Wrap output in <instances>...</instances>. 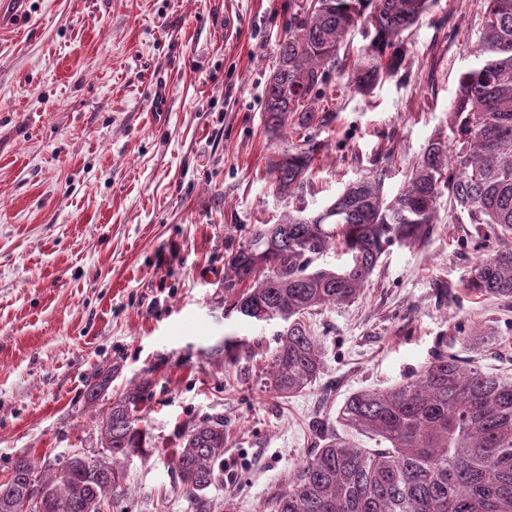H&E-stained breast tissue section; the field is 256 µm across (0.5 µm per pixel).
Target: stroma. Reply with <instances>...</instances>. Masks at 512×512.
Wrapping results in <instances>:
<instances>
[{"instance_id": "35a3bbf8", "label": "stroma", "mask_w": 512, "mask_h": 512, "mask_svg": "<svg viewBox=\"0 0 512 512\" xmlns=\"http://www.w3.org/2000/svg\"><path fill=\"white\" fill-rule=\"evenodd\" d=\"M296 0H27L0 17V481L12 459L97 453L87 380L107 398L147 378L153 451L127 464L135 503L193 512L172 454L192 420H224V512H274L316 446L313 424L351 393L385 388L440 351L512 374V306L469 292L501 240L439 201L420 244L384 254L362 294L313 327L323 369L270 393L276 324L224 302V254L286 203L268 189L265 81ZM484 0H436L406 60L368 95L332 81L309 211L369 170L394 196L447 127ZM259 343L225 360V341ZM112 379V368L99 370L91 380L87 381L84 400L91 407L99 405L105 397L108 385Z\"/></svg>"}]
</instances>
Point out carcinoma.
Masks as SVG:
<instances>
[{"label": "carcinoma", "instance_id": "obj_1", "mask_svg": "<svg viewBox=\"0 0 512 512\" xmlns=\"http://www.w3.org/2000/svg\"><path fill=\"white\" fill-rule=\"evenodd\" d=\"M432 2L300 0L288 19L263 100L269 138L298 135L288 149L273 150L267 165L269 191L288 205L276 223L251 225L224 253L230 310L279 325L268 381L280 396L303 391L321 373L312 316L358 299L391 247L424 241L439 223L443 194L477 231L486 224L496 234L512 232V0H486L475 62L459 78L448 128L432 134L400 191L387 197L383 173L370 171L306 214L304 189L323 148L311 131L329 121L321 100L333 74L345 71L344 39L358 26L372 33L374 64L348 73L350 86L367 95L397 74L406 55L402 34ZM336 248L346 256L342 266H316ZM468 288L512 301V247L483 257ZM111 379L112 369L98 371L87 381L85 402L99 405ZM153 397L146 378L98 410L102 451L93 467L75 456L61 463L15 458L0 482V512H142L128 497L126 463L150 455L142 412ZM336 424L343 432L318 427V445L294 471L275 512H512V377L438 352L391 388L350 394ZM356 434L375 447L356 444ZM224 445L218 417L194 420L181 435L173 468L194 512L218 509L208 491L224 477Z\"/></svg>", "mask_w": 512, "mask_h": 512}]
</instances>
